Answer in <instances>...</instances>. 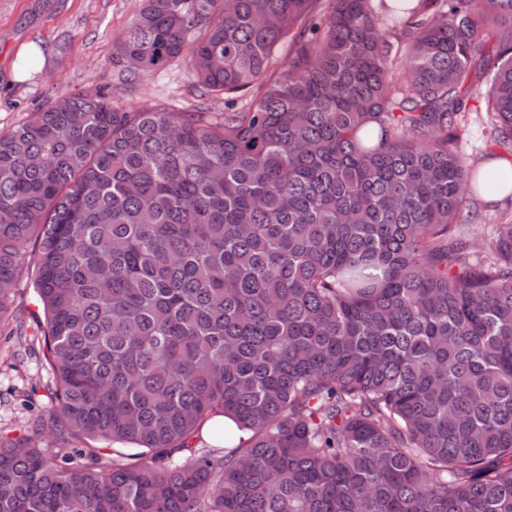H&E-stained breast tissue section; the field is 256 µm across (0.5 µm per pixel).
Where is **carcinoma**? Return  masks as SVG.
<instances>
[{
    "label": "carcinoma",
    "instance_id": "obj_1",
    "mask_svg": "<svg viewBox=\"0 0 512 512\" xmlns=\"http://www.w3.org/2000/svg\"><path fill=\"white\" fill-rule=\"evenodd\" d=\"M185 52L255 99L0 134L54 443L0 437V512H512V217L463 232L504 174L457 147L481 100L512 152V0H143L113 61ZM217 416L246 443L199 446Z\"/></svg>",
    "mask_w": 512,
    "mask_h": 512
}]
</instances>
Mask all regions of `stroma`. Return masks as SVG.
Masks as SVG:
<instances>
[{
  "mask_svg": "<svg viewBox=\"0 0 512 512\" xmlns=\"http://www.w3.org/2000/svg\"><path fill=\"white\" fill-rule=\"evenodd\" d=\"M141 0H0V133L62 95L100 94L131 111L158 105L177 112L225 108L205 96L190 54L159 72L128 77L113 65L119 36ZM21 341L0 331V435L22 437L45 410L42 361L18 358Z\"/></svg>",
  "mask_w": 512,
  "mask_h": 512,
  "instance_id": "35a3bbf8",
  "label": "stroma"
}]
</instances>
